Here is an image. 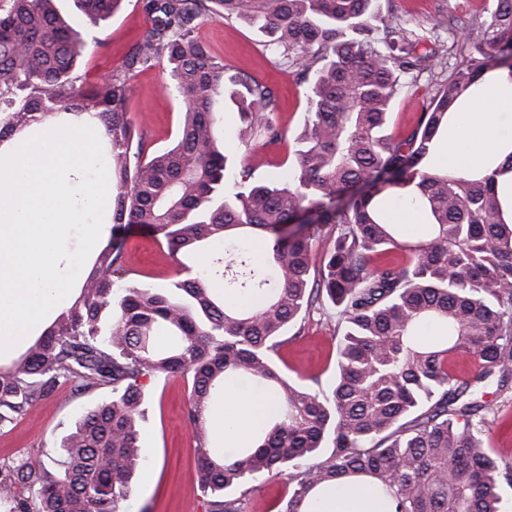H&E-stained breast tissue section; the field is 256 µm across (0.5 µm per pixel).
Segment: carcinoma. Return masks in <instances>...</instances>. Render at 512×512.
<instances>
[{"label": "carcinoma", "mask_w": 512, "mask_h": 512, "mask_svg": "<svg viewBox=\"0 0 512 512\" xmlns=\"http://www.w3.org/2000/svg\"><path fill=\"white\" fill-rule=\"evenodd\" d=\"M124 0H73L99 27ZM151 25L125 65L97 89L77 84L84 30L57 0L0 7V144L44 120L93 126L114 182L112 234L78 296L10 364L0 365V428L54 389H106L60 438L56 456L0 466L5 512H123L144 458L138 423L145 380L191 379L193 433L205 512H242L248 485L288 477L277 512H320L329 492L358 490L385 512H505L512 463L483 444L486 406L462 401L471 383L453 362H478L475 380L512 369V223L497 178L512 152L479 180L432 164L448 114L496 68L512 74V0L431 28L380 0H142ZM218 16L247 23L306 84L309 104L283 184L233 179L219 145L224 61L194 35ZM460 57L452 72L438 68ZM168 63L184 112L176 143L145 153L128 118L130 71ZM431 90L416 126L395 137V101L423 74ZM238 140L280 143L267 117L272 90L230 78ZM420 213L418 233L390 203ZM163 236L183 277L166 288L127 280V227ZM332 242L312 275L311 241ZM210 266L186 263L200 248ZM330 302L341 333L336 377L321 394L273 361L303 314ZM251 386L271 397L269 423L245 447L210 446L218 391ZM333 452L322 458L326 441Z\"/></svg>", "instance_id": "1"}]
</instances>
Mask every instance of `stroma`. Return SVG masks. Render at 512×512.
<instances>
[{
	"mask_svg": "<svg viewBox=\"0 0 512 512\" xmlns=\"http://www.w3.org/2000/svg\"><path fill=\"white\" fill-rule=\"evenodd\" d=\"M399 14L431 25L437 11L449 17L470 20L485 7V0H395ZM147 25L141 0H125L123 8L104 26L87 29V53L77 71L80 83L95 85L126 61L135 35ZM195 33L238 75H248L266 83L277 104L270 120L284 133L281 144L252 150L237 145L233 133L238 104L225 98V141L243 157L262 179L279 181L291 165L296 138L301 132L307 104L305 88L296 75L280 65L263 45L262 36L245 24L215 17L200 23ZM166 63L151 69L132 70L128 117L142 133L149 150L169 146L182 118L181 104L166 91ZM427 77L396 101L390 129L402 134L417 123ZM129 279L163 288L178 279L181 268L169 254L162 238L138 230L129 232L125 254ZM336 324L329 309L306 314L300 335H286L278 355L289 376L317 391L330 392L336 369ZM191 381L171 374L151 381L146 387L145 414L140 422V441L146 463L139 471L134 491L125 502V512H204L198 490L195 443L184 420ZM103 390L73 393L60 387L52 396L38 401L22 420L0 430V462L36 458L54 452L61 436L90 407L106 398ZM474 399L486 404L484 440L494 455L512 462V375L505 384L497 381L478 385Z\"/></svg>",
	"mask_w": 512,
	"mask_h": 512,
	"instance_id": "1",
	"label": "stroma"
}]
</instances>
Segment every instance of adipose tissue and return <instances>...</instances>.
Masks as SVG:
<instances>
[{"instance_id": "adipose-tissue-1", "label": "adipose tissue", "mask_w": 512, "mask_h": 512, "mask_svg": "<svg viewBox=\"0 0 512 512\" xmlns=\"http://www.w3.org/2000/svg\"><path fill=\"white\" fill-rule=\"evenodd\" d=\"M506 115L512 116V77L493 70L456 112L439 143L438 153L445 167L476 175L484 171L489 160H504L512 152V133L502 124ZM267 404L263 394L242 404L234 394H227L224 403L215 404L210 412L211 428L216 435L239 441L250 426L262 420Z\"/></svg>"}]
</instances>
